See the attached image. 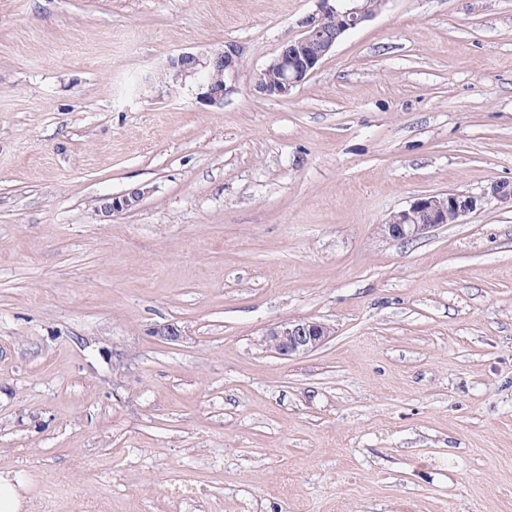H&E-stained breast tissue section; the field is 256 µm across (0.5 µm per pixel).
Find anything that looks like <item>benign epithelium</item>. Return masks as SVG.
I'll return each mask as SVG.
<instances>
[{"label": "benign epithelium", "mask_w": 512, "mask_h": 512, "mask_svg": "<svg viewBox=\"0 0 512 512\" xmlns=\"http://www.w3.org/2000/svg\"><path fill=\"white\" fill-rule=\"evenodd\" d=\"M389 0H316L314 12L299 21L297 36L283 42L255 81V91L271 98H286L305 84L348 32L358 28L386 7ZM242 64L238 48L229 46L208 54L182 52L168 57L162 73L172 83L188 77L197 80L196 98L206 105H221L227 91L226 80L235 76ZM145 195L135 188L121 196L101 199L106 217L136 206ZM484 195L448 191L422 195L408 207L392 213L380 226L386 236L402 241L419 239L443 224H460L464 217L483 208ZM152 335L168 343L182 339L181 327L161 324ZM332 336L331 327L313 318L280 321L263 334L267 350L280 356L308 355Z\"/></svg>", "instance_id": "7a95c632"}]
</instances>
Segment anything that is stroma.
<instances>
[{
  "mask_svg": "<svg viewBox=\"0 0 512 512\" xmlns=\"http://www.w3.org/2000/svg\"><path fill=\"white\" fill-rule=\"evenodd\" d=\"M315 8L0 0V472L23 512H512V205L379 231L512 183V0H389L291 96L256 93ZM230 44L223 105L151 78ZM294 318L333 334L258 346ZM145 195L141 188H135L121 196L105 197L101 199L100 210L104 217L114 213L123 212L136 206ZM484 195L448 191L417 197L407 208L392 213L380 229L402 241L419 239L443 224H460L464 217L483 208ZM267 350L280 356L308 355L332 336L331 327L313 318L287 319L267 328L261 335Z\"/></svg>",
  "mask_w": 512,
  "mask_h": 512,
  "instance_id": "stroma-1",
  "label": "stroma"
}]
</instances>
